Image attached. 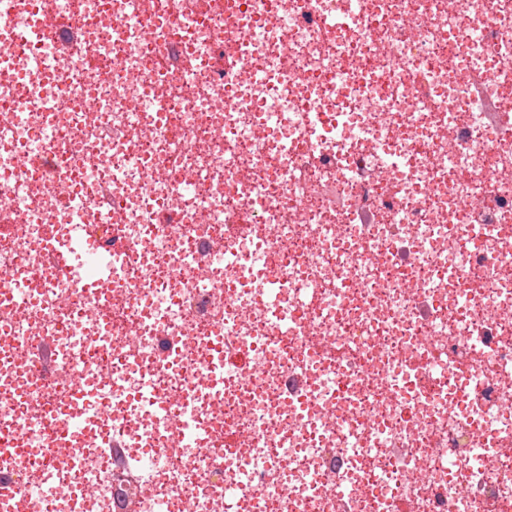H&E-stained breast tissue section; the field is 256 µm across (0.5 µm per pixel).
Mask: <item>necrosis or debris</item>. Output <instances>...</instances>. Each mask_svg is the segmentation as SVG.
Returning a JSON list of instances; mask_svg holds the SVG:
<instances>
[{
	"instance_id": "necrosis-or-debris-1",
	"label": "necrosis or debris",
	"mask_w": 512,
	"mask_h": 512,
	"mask_svg": "<svg viewBox=\"0 0 512 512\" xmlns=\"http://www.w3.org/2000/svg\"><path fill=\"white\" fill-rule=\"evenodd\" d=\"M0 224L6 512H512V0H0Z\"/></svg>"
}]
</instances>
